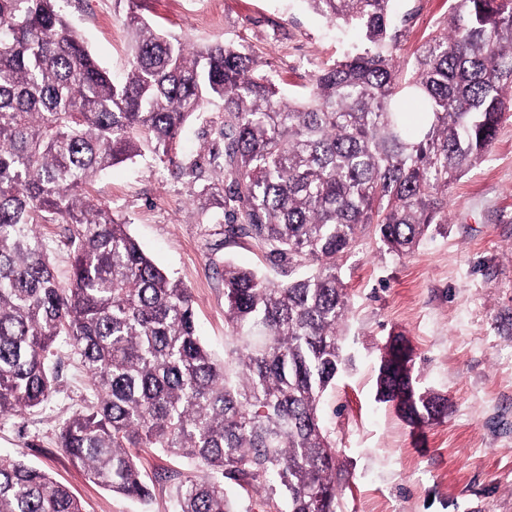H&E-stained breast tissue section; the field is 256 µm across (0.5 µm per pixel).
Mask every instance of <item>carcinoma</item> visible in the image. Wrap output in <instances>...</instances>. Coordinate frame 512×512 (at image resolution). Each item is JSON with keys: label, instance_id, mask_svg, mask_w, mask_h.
I'll list each match as a JSON object with an SVG mask.
<instances>
[{"label": "carcinoma", "instance_id": "carcinoma-1", "mask_svg": "<svg viewBox=\"0 0 512 512\" xmlns=\"http://www.w3.org/2000/svg\"><path fill=\"white\" fill-rule=\"evenodd\" d=\"M64 0H0V418L40 409L52 359L79 357L93 400L59 447L96 485L144 500L133 454L159 448L208 472L176 486L173 512H248L231 485L265 493L267 512H340L342 469L321 398L346 365L344 259L375 227L385 250L415 251L448 223V187L489 154L512 108V0H453L443 28L399 60L395 0H306L360 46L319 70L301 100L283 95L234 44L190 51L124 0L126 72L92 56ZM424 108L412 129L406 106ZM208 164L224 173L199 199L232 218L281 269L273 283L224 265V360L197 334L193 296L88 189L113 165L174 163L184 125L209 106ZM70 248L62 281L51 243ZM376 400L417 427L448 413L419 386L412 350L381 349ZM0 512H81L20 458L0 460ZM40 231L46 238L53 241L54 265L58 274L62 277L65 276L69 268V251L61 242L60 229L57 224H42Z\"/></svg>", "mask_w": 512, "mask_h": 512}]
</instances>
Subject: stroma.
Here are the masks:
<instances>
[{"label": "stroma", "instance_id": "stroma-1", "mask_svg": "<svg viewBox=\"0 0 512 512\" xmlns=\"http://www.w3.org/2000/svg\"><path fill=\"white\" fill-rule=\"evenodd\" d=\"M143 18L200 49L246 47L253 66L273 74L284 95L357 43L309 9L306 0H138ZM450 0H396L400 54L411 61L450 13ZM63 9L98 61L126 66L130 34L115 0H65ZM203 182L176 165L141 159L112 167L89 189L130 225L146 253L193 296L198 332L224 356V264L280 274L264 250L225 236L224 219L201 215ZM343 326L347 362L322 401L324 424L350 481L341 512H512V115L490 154L448 189V222L415 252L397 257L365 233L346 258ZM414 349L422 387L447 396L448 414L421 428L375 400L388 337ZM54 393L42 409L0 419V458L22 457L67 485L83 512H171L178 481L204 471L157 450L138 463L151 488L139 502L91 483L58 447L63 422L88 393L71 352L59 354Z\"/></svg>", "mask_w": 512, "mask_h": 512}]
</instances>
